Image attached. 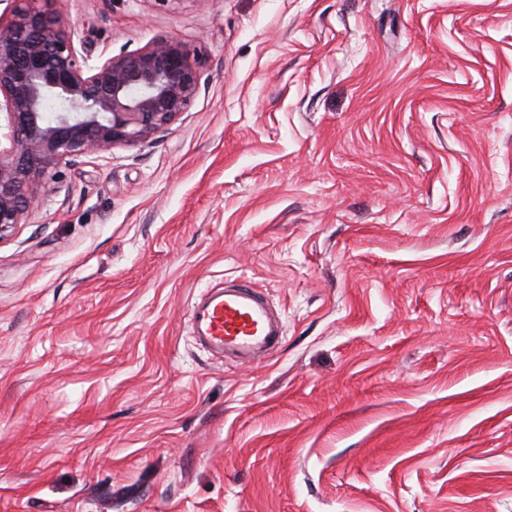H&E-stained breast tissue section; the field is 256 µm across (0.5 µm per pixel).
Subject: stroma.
I'll return each instance as SVG.
<instances>
[{
    "label": "stroma",
    "instance_id": "stroma-1",
    "mask_svg": "<svg viewBox=\"0 0 512 512\" xmlns=\"http://www.w3.org/2000/svg\"><path fill=\"white\" fill-rule=\"evenodd\" d=\"M188 112L0 242V512H512V0H56ZM243 277L286 328L194 341ZM192 336L221 363L261 362L284 342V324L269 302L245 281L206 288L188 311Z\"/></svg>",
    "mask_w": 512,
    "mask_h": 512
}]
</instances>
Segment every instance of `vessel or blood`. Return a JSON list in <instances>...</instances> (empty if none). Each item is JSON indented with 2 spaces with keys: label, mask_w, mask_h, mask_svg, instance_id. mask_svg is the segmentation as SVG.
<instances>
[{
  "label": "vessel or blood",
  "mask_w": 512,
  "mask_h": 512,
  "mask_svg": "<svg viewBox=\"0 0 512 512\" xmlns=\"http://www.w3.org/2000/svg\"><path fill=\"white\" fill-rule=\"evenodd\" d=\"M188 323L201 346L221 361L237 364L273 355L286 336L269 302L244 281L203 290L190 305Z\"/></svg>",
  "instance_id": "1"
}]
</instances>
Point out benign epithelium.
I'll return each mask as SVG.
<instances>
[{
    "mask_svg": "<svg viewBox=\"0 0 512 512\" xmlns=\"http://www.w3.org/2000/svg\"><path fill=\"white\" fill-rule=\"evenodd\" d=\"M199 66L177 39L93 61L53 0H9L0 13V241L37 208L52 170L140 143L188 111Z\"/></svg>",
    "mask_w": 512,
    "mask_h": 512,
    "instance_id": "obj_1",
    "label": "benign epithelium"
}]
</instances>
